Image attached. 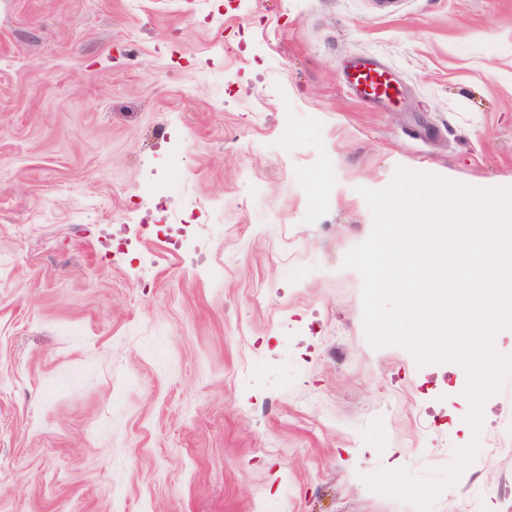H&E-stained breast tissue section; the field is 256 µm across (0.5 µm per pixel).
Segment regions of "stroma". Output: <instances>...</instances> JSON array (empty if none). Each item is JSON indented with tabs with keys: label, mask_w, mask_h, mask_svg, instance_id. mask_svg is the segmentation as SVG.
<instances>
[{
	"label": "stroma",
	"mask_w": 512,
	"mask_h": 512,
	"mask_svg": "<svg viewBox=\"0 0 512 512\" xmlns=\"http://www.w3.org/2000/svg\"><path fill=\"white\" fill-rule=\"evenodd\" d=\"M400 167L512 187V0H0V512H416L475 437L430 512H505L512 377L474 434L342 266ZM347 84L362 98L389 100L396 88L384 67L374 63H360L346 73Z\"/></svg>",
	"instance_id": "35a3bbf8"
}]
</instances>
